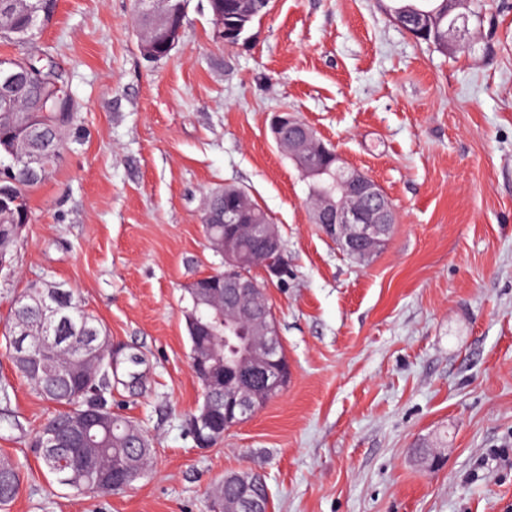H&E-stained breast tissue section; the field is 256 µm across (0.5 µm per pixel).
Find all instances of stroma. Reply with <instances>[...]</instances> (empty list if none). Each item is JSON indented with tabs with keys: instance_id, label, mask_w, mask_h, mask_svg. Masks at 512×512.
<instances>
[{
	"instance_id": "1",
	"label": "stroma",
	"mask_w": 512,
	"mask_h": 512,
	"mask_svg": "<svg viewBox=\"0 0 512 512\" xmlns=\"http://www.w3.org/2000/svg\"><path fill=\"white\" fill-rule=\"evenodd\" d=\"M387 0H271L219 45L207 0L181 43L138 50L134 0H59L34 44L67 76L78 143L29 194L0 270V326L31 285L79 295L118 349L112 409L154 443L126 492L76 494L29 443L52 411L0 335V455L23 482L9 512H211L233 471L264 475L273 512H512V0H484L472 48L416 40ZM290 112L370 175L396 222L368 261L313 221L309 181L270 132ZM245 189L289 270L267 296L291 377L223 440L196 447L187 284L221 268L200 214Z\"/></svg>"
}]
</instances>
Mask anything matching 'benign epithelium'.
Instances as JSON below:
<instances>
[{
	"label": "benign epithelium",
	"instance_id": "benign-epithelium-1",
	"mask_svg": "<svg viewBox=\"0 0 512 512\" xmlns=\"http://www.w3.org/2000/svg\"><path fill=\"white\" fill-rule=\"evenodd\" d=\"M469 15L456 12L453 22L448 25V46L456 48L469 32ZM244 30L241 24L227 21L218 24L216 38L226 44H238ZM31 79L30 70L12 57H0V99L8 101L13 89ZM41 135L39 128L29 124L23 127L21 148L25 153L24 165L31 175L43 176L46 165L40 153L32 149ZM272 136L277 146L292 158L307 177L323 175L328 165L334 164L332 180L321 192L317 203L312 207L315 223L323 233L340 248L357 249L361 261L373 255L379 243L381 227L395 223V213L378 183L366 173L347 165L335 148L327 146L312 127L290 113L277 115L272 122ZM224 224L228 232L224 239L214 242L213 247L224 256V295L210 298L218 317L237 322L250 315L249 304L263 291L260 282L248 270H259L266 280L280 278L288 273V259L281 245L276 225L271 220L261 224H241L238 210H224ZM245 234L260 243V249L251 254H241L237 250L236 238ZM42 320L35 331L24 328L11 337V345L17 359L31 363L33 371L41 370L40 361L32 357L29 350V334L43 336V351L55 349L59 337L56 336V323L59 312L48 304H43ZM254 337L243 346L239 355V367L234 384L228 383L227 370L217 369L212 364L213 354L200 347L193 354L192 367L205 393L224 395V427L220 433L243 424L253 418L259 406L278 396L276 389H285L290 376V368L284 367L276 378H271L269 365L288 362L279 352L281 341L279 328L269 326L265 320L252 321ZM215 412L209 404L197 407L188 420L196 443L208 447L215 440L210 433L214 425ZM100 422L97 415L81 414L79 420L62 431L47 429L43 434L46 448L56 446L60 436L73 437V444L80 447L89 440V429ZM224 484H237L240 488L241 509L253 512L257 504L251 497L253 488L267 487L263 474L248 472L244 475L224 476Z\"/></svg>",
	"mask_w": 512,
	"mask_h": 512
}]
</instances>
